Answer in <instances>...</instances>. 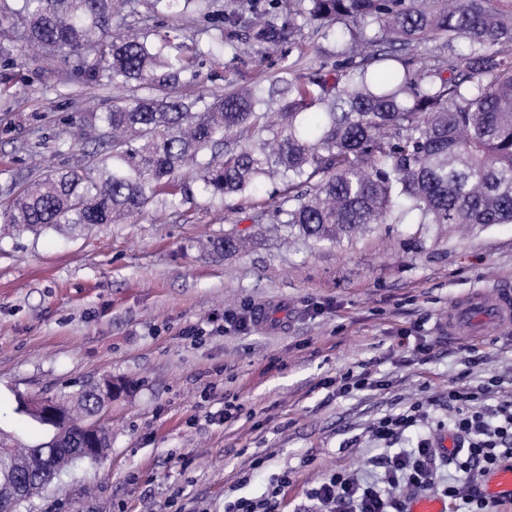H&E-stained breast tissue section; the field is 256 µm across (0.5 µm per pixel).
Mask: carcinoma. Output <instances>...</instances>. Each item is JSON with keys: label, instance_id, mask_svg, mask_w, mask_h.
Listing matches in <instances>:
<instances>
[{"label": "carcinoma", "instance_id": "carcinoma-1", "mask_svg": "<svg viewBox=\"0 0 512 512\" xmlns=\"http://www.w3.org/2000/svg\"><path fill=\"white\" fill-rule=\"evenodd\" d=\"M0 0L22 24L20 59L62 55L86 82L105 79L128 94L88 125L111 165L88 159L13 183L0 219L22 230L90 231L125 223L156 203L178 206V173L194 168L211 197L252 194L265 181L285 186L276 217L294 234L334 243L372 224L466 229L512 224V3L509 0H303L318 27L344 28L349 59L304 78L283 64L268 87L199 95L177 92L191 62L168 39L127 23L136 0ZM155 15L192 0H150ZM278 3L244 38L216 28L214 41L237 58L242 48L287 38ZM361 24L378 26L372 35ZM442 39L453 52L421 68L403 53ZM272 100L277 110L268 109ZM232 233L219 254L245 250ZM69 441L48 429L37 446L8 444L0 474L27 463L49 487L74 462L83 428L103 407L91 383L58 397Z\"/></svg>", "mask_w": 512, "mask_h": 512}]
</instances>
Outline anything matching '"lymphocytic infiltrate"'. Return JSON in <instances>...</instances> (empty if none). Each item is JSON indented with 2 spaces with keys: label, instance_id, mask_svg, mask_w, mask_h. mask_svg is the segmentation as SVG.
<instances>
[{
  "label": "lymphocytic infiltrate",
  "instance_id": "f902f5d3",
  "mask_svg": "<svg viewBox=\"0 0 512 512\" xmlns=\"http://www.w3.org/2000/svg\"><path fill=\"white\" fill-rule=\"evenodd\" d=\"M501 382L490 375L474 384L449 386L448 432L454 442L450 456H442L435 439L420 436L415 448L394 451L404 432L426 417L424 402L387 414L372 428L376 444L387 454L376 458L384 472L383 485L360 482L352 474L334 472L307 496L320 512H405L407 493L436 490L454 504L456 512H489L479 492L482 475L512 459V395L499 393ZM461 472V479L443 480V465Z\"/></svg>",
  "mask_w": 512,
  "mask_h": 512
}]
</instances>
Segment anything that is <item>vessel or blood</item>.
Returning <instances> with one entry per match:
<instances>
[{
	"label": "vessel or blood",
	"mask_w": 512,
	"mask_h": 512,
	"mask_svg": "<svg viewBox=\"0 0 512 512\" xmlns=\"http://www.w3.org/2000/svg\"><path fill=\"white\" fill-rule=\"evenodd\" d=\"M512 326V291L505 289L494 294L475 293L456 300L448 306V318L442 327L449 334H466L478 330L492 336L506 326ZM484 493L498 499H512V462L499 466L482 479ZM407 512H448L446 499L433 493L415 495Z\"/></svg>",
	"instance_id": "obj_1"
}]
</instances>
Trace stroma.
Returning a JSON list of instances; mask_svg holds the SVG:
<instances>
[{
  "mask_svg": "<svg viewBox=\"0 0 512 512\" xmlns=\"http://www.w3.org/2000/svg\"><path fill=\"white\" fill-rule=\"evenodd\" d=\"M295 9L293 0L278 9L289 42L242 60L196 51L198 31L230 13L229 0L156 18L198 75L180 92L263 85L284 63L304 76L346 57L348 43ZM74 65L0 64V191L32 160L83 162L82 149L59 150V133L123 96L76 80L59 87ZM180 179L189 193L177 208L154 205L127 224L64 235L0 223V432L30 446L43 438L15 413L17 396L74 393L104 376L125 386L99 415L112 430L107 455L77 462L30 512H224L283 476L277 512H310L307 493L329 473L376 479L380 417L427 401L423 425L399 442L412 448L447 423L449 386L495 374L512 393V328L479 339L441 331L452 301L512 286V224L465 234L374 224L317 244L281 230L275 184L217 202L191 171ZM231 231L250 247L216 255L211 240ZM249 307L265 317L240 328ZM471 346L485 364L465 363ZM349 372L380 386L340 392Z\"/></svg>",
  "mask_w": 512,
  "mask_h": 512,
  "instance_id": "stroma-1",
  "label": "stroma"
}]
</instances>
